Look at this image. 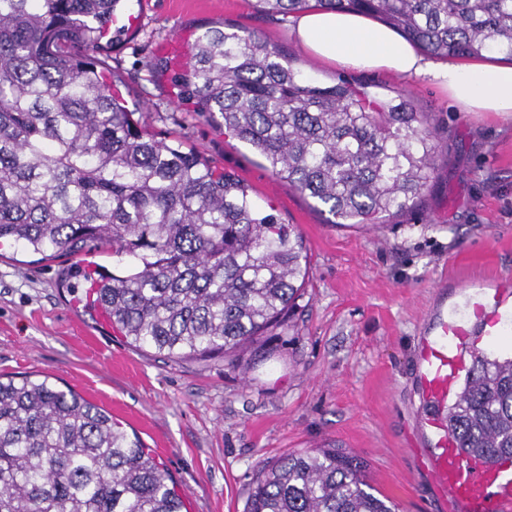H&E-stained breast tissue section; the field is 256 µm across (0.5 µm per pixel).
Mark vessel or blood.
<instances>
[{
    "mask_svg": "<svg viewBox=\"0 0 512 512\" xmlns=\"http://www.w3.org/2000/svg\"><path fill=\"white\" fill-rule=\"evenodd\" d=\"M476 312L469 320L449 314L443 304L430 313L429 330L419 350L424 401L420 426L435 449L433 479L461 512H512V457L486 464L466 456L448 434L445 409L468 367V350L477 338L497 335L512 325V287L497 285L493 301L477 304Z\"/></svg>",
    "mask_w": 512,
    "mask_h": 512,
    "instance_id": "1",
    "label": "vessel or blood"
}]
</instances>
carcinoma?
I'll return each instance as SVG.
<instances>
[{
	"instance_id": "cac0c4a2",
	"label": "carcinoma",
	"mask_w": 512,
	"mask_h": 512,
	"mask_svg": "<svg viewBox=\"0 0 512 512\" xmlns=\"http://www.w3.org/2000/svg\"><path fill=\"white\" fill-rule=\"evenodd\" d=\"M124 0H0V241L44 259L112 250L91 306L168 359L222 356L285 322L307 270L302 237L239 180L157 140L94 56ZM372 16L424 52L512 62V0H260ZM184 84L198 111L339 225L419 202L437 130L400 92L319 83L250 32L198 37ZM468 455H512V355L475 351L448 403ZM0 512H183L171 478L107 411L45 376L0 379ZM245 512H396L345 448L262 469Z\"/></svg>"
}]
</instances>
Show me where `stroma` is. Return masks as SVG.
<instances>
[{"instance_id":"obj_1","label":"stroma","mask_w":512,"mask_h":512,"mask_svg":"<svg viewBox=\"0 0 512 512\" xmlns=\"http://www.w3.org/2000/svg\"><path fill=\"white\" fill-rule=\"evenodd\" d=\"M136 23L98 59L156 139L198 151L281 223L296 225L309 280L290 322L260 349L174 361L91 315L67 283L80 256L50 260L0 245V376H47L103 407L167 469L184 512H245L261 468L328 444L354 452L397 512H459L442 495L418 419V344L436 303L480 284L512 285V115L463 113L434 84L340 69L295 41L291 16L258 0H126ZM245 30L324 84L406 91L438 127L417 206L376 229L330 224L319 203L276 179L248 145L196 110L179 81L207 28Z\"/></svg>"}]
</instances>
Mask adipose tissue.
I'll return each instance as SVG.
<instances>
[{"instance_id":"obj_1","label":"adipose tissue","mask_w":512,"mask_h":512,"mask_svg":"<svg viewBox=\"0 0 512 512\" xmlns=\"http://www.w3.org/2000/svg\"><path fill=\"white\" fill-rule=\"evenodd\" d=\"M292 32L310 55L338 68L427 80L443 87L458 111L512 114V66L429 61L391 28L349 12L308 10Z\"/></svg>"}]
</instances>
